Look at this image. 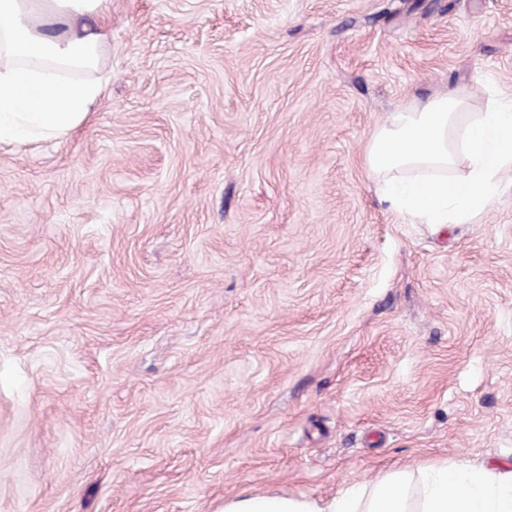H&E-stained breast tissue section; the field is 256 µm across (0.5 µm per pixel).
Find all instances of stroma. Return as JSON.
<instances>
[{
    "instance_id": "1",
    "label": "stroma",
    "mask_w": 512,
    "mask_h": 512,
    "mask_svg": "<svg viewBox=\"0 0 512 512\" xmlns=\"http://www.w3.org/2000/svg\"><path fill=\"white\" fill-rule=\"evenodd\" d=\"M110 81L0 148V512H223L512 466V176L389 210V112L512 97V0H112Z\"/></svg>"
}]
</instances>
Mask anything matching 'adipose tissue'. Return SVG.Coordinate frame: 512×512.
Returning <instances> with one entry per match:
<instances>
[{
	"mask_svg": "<svg viewBox=\"0 0 512 512\" xmlns=\"http://www.w3.org/2000/svg\"><path fill=\"white\" fill-rule=\"evenodd\" d=\"M111 0H0V144L60 141L87 117L107 83L103 39L80 19ZM224 512H512V467L417 465L328 499L242 493Z\"/></svg>",
	"mask_w": 512,
	"mask_h": 512,
	"instance_id": "obj_1",
	"label": "adipose tissue"
}]
</instances>
